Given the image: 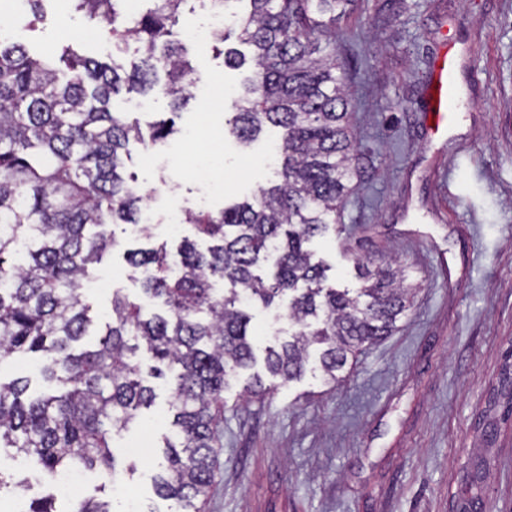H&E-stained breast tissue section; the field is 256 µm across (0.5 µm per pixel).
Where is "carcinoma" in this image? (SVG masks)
<instances>
[{
    "mask_svg": "<svg viewBox=\"0 0 512 512\" xmlns=\"http://www.w3.org/2000/svg\"><path fill=\"white\" fill-rule=\"evenodd\" d=\"M23 2L29 28L47 20L49 0ZM151 2L137 15L124 0H71L75 11L99 20L117 51L137 44L129 72L115 56L106 63L68 45L51 60L0 34V362L40 355L53 390L31 397L26 376L0 382V447L36 457L49 476L73 466L111 476V431L151 406V380L172 371L175 432L164 438L166 468L155 485L190 512L213 484L224 390L248 370L244 392L264 389L249 307L284 303L295 327L265 348L271 377L283 385L300 379L315 354L323 380L336 387L363 350L398 328L416 286L390 258L356 260L357 288H327V267L308 248L336 230L357 176L351 104L331 30L357 0H249L236 28L252 48L251 72L226 125L245 144L266 127L280 130L278 181L218 212L186 211L195 236L210 241L204 251L188 237L174 254L127 250L144 294L163 300L166 311L145 319L140 305L114 291L105 334L76 351L92 323L90 267L116 246L115 237L91 228L135 224L151 238L150 225L137 219L144 194L124 175L127 146L163 143L191 97L195 69L175 30L187 0ZM230 34L215 31L212 48L239 68L245 54L221 49ZM122 91L168 99L173 118L144 138L110 108ZM141 348L158 362L146 373L133 360Z\"/></svg>",
    "mask_w": 512,
    "mask_h": 512,
    "instance_id": "1",
    "label": "carcinoma"
}]
</instances>
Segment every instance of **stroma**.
Here are the masks:
<instances>
[{
	"label": "stroma",
	"instance_id": "1",
	"mask_svg": "<svg viewBox=\"0 0 512 512\" xmlns=\"http://www.w3.org/2000/svg\"><path fill=\"white\" fill-rule=\"evenodd\" d=\"M54 20L28 30L23 21L0 26L38 52L73 45L94 58L112 46L96 20L54 0ZM209 17L187 0L178 27L197 81L220 84L223 103L190 100L178 133L156 165L140 162L130 142L126 172L134 177L155 219L151 246L176 251L175 211L218 210L252 198L273 178L265 139L239 145L224 132L241 71L226 68L196 30ZM454 48L463 62L452 81L460 91L452 131L431 133L422 104L437 53ZM336 48L349 63L347 83L359 148L352 183L336 229L309 248L328 270L327 283L358 285L360 258L395 257L419 288L398 329L362 354L342 386L319 373L243 397L242 384L224 392V434L215 479L203 512H449L480 502L483 512H512V426L494 437L477 422L492 409L499 374L512 365V0H361L336 23ZM113 109L142 130L164 119L165 100L112 97ZM223 165L224 180L199 178ZM113 230L120 247L92 270L90 314L104 330L113 291L140 300L145 313L162 310L143 297L124 258L140 247L129 225ZM138 422L114 434V477L86 474V497L113 512H181L158 497L152 477L163 460L171 392ZM147 438L145 452L131 442ZM485 462V479L468 474ZM0 470L12 479L0 502L52 493L40 466L0 450Z\"/></svg>",
	"mask_w": 512,
	"mask_h": 512
}]
</instances>
